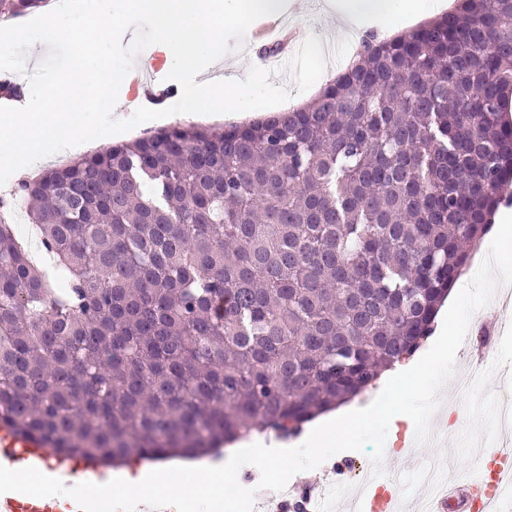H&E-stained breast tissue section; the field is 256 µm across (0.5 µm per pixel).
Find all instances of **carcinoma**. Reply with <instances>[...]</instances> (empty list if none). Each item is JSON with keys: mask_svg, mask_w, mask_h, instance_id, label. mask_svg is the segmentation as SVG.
Here are the masks:
<instances>
[{"mask_svg": "<svg viewBox=\"0 0 512 512\" xmlns=\"http://www.w3.org/2000/svg\"><path fill=\"white\" fill-rule=\"evenodd\" d=\"M458 2L296 108L21 180L59 274L0 213V424L160 460L296 436L410 358L512 184V0Z\"/></svg>", "mask_w": 512, "mask_h": 512, "instance_id": "obj_1", "label": "carcinoma"}]
</instances>
